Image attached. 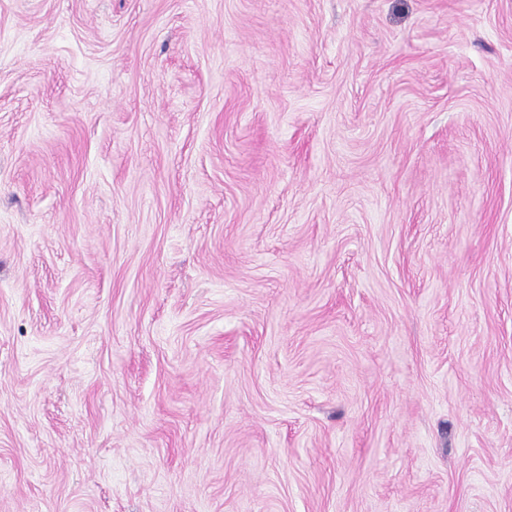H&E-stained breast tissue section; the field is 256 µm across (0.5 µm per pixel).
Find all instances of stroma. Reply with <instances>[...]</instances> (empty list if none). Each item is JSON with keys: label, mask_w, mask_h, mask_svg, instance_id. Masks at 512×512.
I'll return each instance as SVG.
<instances>
[{"label": "stroma", "mask_w": 512, "mask_h": 512, "mask_svg": "<svg viewBox=\"0 0 512 512\" xmlns=\"http://www.w3.org/2000/svg\"><path fill=\"white\" fill-rule=\"evenodd\" d=\"M0 512H512V0H0Z\"/></svg>", "instance_id": "1"}]
</instances>
